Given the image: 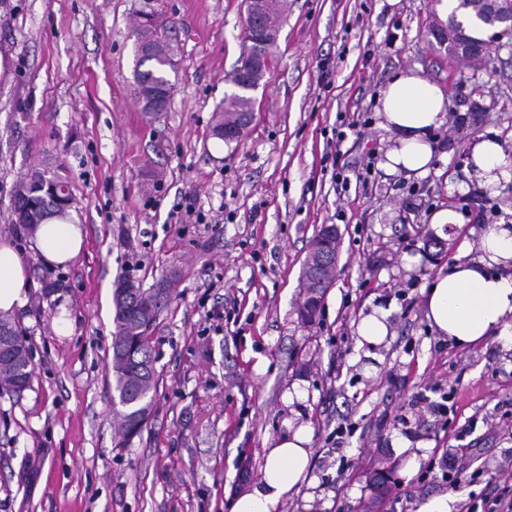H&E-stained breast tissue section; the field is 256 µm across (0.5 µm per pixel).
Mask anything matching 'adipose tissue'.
I'll list each match as a JSON object with an SVG mask.
<instances>
[{
	"mask_svg": "<svg viewBox=\"0 0 512 512\" xmlns=\"http://www.w3.org/2000/svg\"><path fill=\"white\" fill-rule=\"evenodd\" d=\"M447 110L442 90L426 78L417 74L394 78L378 110L382 127L398 143L386 155L387 168L426 174L434 154L430 136L444 123ZM470 156L480 185H496L512 171V162L493 140L476 138ZM32 242L42 259L58 265L76 260L83 248L82 231L71 214L40 224ZM27 288L22 255L11 243L0 241V311L23 306ZM425 317L439 335L459 346H472L492 335L512 341V226L482 230L478 254L460 250L453 263L437 272L425 291ZM309 441L306 431L297 430L267 449L257 485L238 498L234 512H274L304 477Z\"/></svg>",
	"mask_w": 512,
	"mask_h": 512,
	"instance_id": "ef3b65f1",
	"label": "adipose tissue"
}]
</instances>
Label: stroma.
Here are the masks:
<instances>
[{
  "mask_svg": "<svg viewBox=\"0 0 512 512\" xmlns=\"http://www.w3.org/2000/svg\"><path fill=\"white\" fill-rule=\"evenodd\" d=\"M284 3L254 119L228 143L212 127L243 55L245 0H0V238L27 257L13 316L34 367L28 389L0 393V512H232L266 448L301 427L306 477L276 512H366L382 467L383 512L442 497L465 512L512 481V343L456 346L423 308L461 246L512 225V181L481 188L469 151L492 137L512 158V47L481 66L449 56L430 33L445 19L437 0ZM147 14L174 54L157 115L134 79L131 32ZM409 73L449 102L418 177L384 167L392 135L376 111ZM46 165L68 178L85 239L70 264H45L9 219L16 185ZM189 204L223 224L179 223ZM443 208L457 222L432 256L422 239ZM325 224L341 234L336 277L307 326L301 269ZM124 275L170 299L151 335L147 427L119 448L112 291ZM376 310L388 334L371 345L356 325ZM447 450L471 463L453 487L430 466Z\"/></svg>",
  "mask_w": 512,
  "mask_h": 512,
  "instance_id": "35a3bbf8",
  "label": "stroma"
}]
</instances>
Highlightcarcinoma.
Here are the masks:
<instances>
[{
	"label": "carcinoma",
	"mask_w": 512,
	"mask_h": 512,
	"mask_svg": "<svg viewBox=\"0 0 512 512\" xmlns=\"http://www.w3.org/2000/svg\"><path fill=\"white\" fill-rule=\"evenodd\" d=\"M262 13L269 23L268 36L262 44L250 43L231 82L237 91L224 96V108L216 113L213 132L226 142L238 140L253 119V100L247 91L259 85L267 69L255 67L259 56L271 58L280 33V0H262ZM485 25L495 19L477 8L476 0H459L445 22L458 28L463 22L458 12ZM137 62L135 80L139 95L166 90L171 87L167 71L174 68L169 46L144 22L133 32ZM153 41L161 45V54L147 59L142 56L143 43ZM72 191L67 178L58 169L47 166L35 171L16 186L11 204L12 214L30 216L23 229L30 231L53 215H62L71 207ZM318 266V252L310 246L301 273L302 301L298 304V319L303 324L313 322L319 308L312 288L313 270ZM167 301L164 289L154 291L142 288L131 277H120L113 289L112 376L118 400V445L127 446L142 436L152 409L153 394L157 386L156 369L150 346L151 330ZM34 368L24 331L9 315L0 312V391L19 393L32 382Z\"/></svg>",
	"instance_id": "carcinoma-1"
}]
</instances>
